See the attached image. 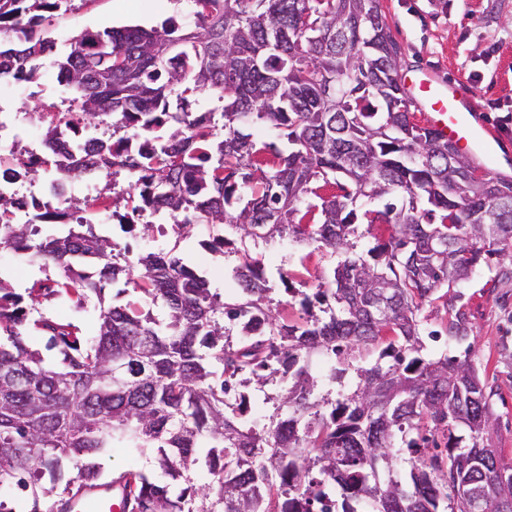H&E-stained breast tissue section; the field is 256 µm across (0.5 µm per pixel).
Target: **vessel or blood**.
Wrapping results in <instances>:
<instances>
[{
    "instance_id": "vessel-or-blood-1",
    "label": "vessel or blood",
    "mask_w": 512,
    "mask_h": 512,
    "mask_svg": "<svg viewBox=\"0 0 512 512\" xmlns=\"http://www.w3.org/2000/svg\"><path fill=\"white\" fill-rule=\"evenodd\" d=\"M404 90L414 100L425 127L478 161L495 157L499 136L493 127L476 117L472 100L463 95L458 83L442 81L425 72L405 83ZM126 483V476L120 474L98 485L79 484L70 494V512H82L81 504L85 501L98 502L107 512Z\"/></svg>"
}]
</instances>
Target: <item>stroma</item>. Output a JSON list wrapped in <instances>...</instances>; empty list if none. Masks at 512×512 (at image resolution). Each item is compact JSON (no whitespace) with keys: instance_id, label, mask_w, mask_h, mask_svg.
I'll return each instance as SVG.
<instances>
[{"instance_id":"35a3bbf8","label":"stroma","mask_w":512,"mask_h":512,"mask_svg":"<svg viewBox=\"0 0 512 512\" xmlns=\"http://www.w3.org/2000/svg\"><path fill=\"white\" fill-rule=\"evenodd\" d=\"M381 10L401 47L400 75L413 76L427 70L449 80H458L473 96L478 114L502 136L503 150L512 152V0H380ZM192 0H61L46 33L58 52H66L74 38L87 30L139 25L149 28L163 19L177 17L183 30L195 21ZM57 70L44 61L36 82L13 83L0 88V111L9 119V132L17 138V151L38 148L50 123L66 117L69 102L56 84ZM143 220L133 225L110 220L96 224L98 235L129 246L131 256L175 249L184 263L194 267L209 282L212 291L232 300L235 286L230 271L238 262L240 239H233L223 252L210 250L214 239L229 235L220 224L197 223L177 230L171 220H162L144 230ZM253 256L262 262L270 287L269 296L286 304L284 315L294 321L303 310L289 288L313 294L329 277L334 260L307 245L284 240L273 245L256 244ZM55 268H42L19 260L0 248V281L18 294H27L33 283L57 279ZM465 314L467 346L447 339L425 340L424 356H468L490 393L495 422L487 436L504 459L512 460V262L490 257L478 265L457 288ZM46 315L73 323L82 333H91L99 314L97 300L76 306L63 298L40 296L31 318ZM380 347L372 346L339 357H328L329 367L343 369L341 380L332 384L333 398L352 392L358 368L379 359Z\"/></svg>"}]
</instances>
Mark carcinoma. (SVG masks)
Wrapping results in <instances>:
<instances>
[{
	"instance_id": "cac0c4a2",
	"label": "carcinoma",
	"mask_w": 512,
	"mask_h": 512,
	"mask_svg": "<svg viewBox=\"0 0 512 512\" xmlns=\"http://www.w3.org/2000/svg\"><path fill=\"white\" fill-rule=\"evenodd\" d=\"M59 0H0V79L32 82L34 61L52 57L79 94L81 118L112 133L91 151L49 155L59 180L93 164L126 167L132 212H164L182 227L224 224L241 242L291 238L339 257L319 284V317L289 323L271 306L258 259L240 252L239 288L227 302L168 252L129 258L98 235L72 200H30L34 220L13 222L19 199L0 194V247L57 268L53 286L34 285L81 306L97 299L94 332L39 316L60 362L45 363L17 326L24 298L0 281V488L28 492L0 512H69L77 482L95 485L98 459L112 448L154 462L157 480L126 471L129 512H465L457 488L484 498L483 512L512 503V462L490 447L493 411L468 361L425 359L421 307L442 302L446 333L467 339L464 313L444 289L465 281L489 256L512 261V179L478 172L450 142L414 122L398 80L400 47L380 0H194L196 29L173 17L161 26L86 32L65 54L45 36ZM216 105L194 112L191 99ZM176 111H170V97ZM270 126L286 146L257 139ZM42 163L16 159L3 181L35 179ZM333 184L341 194L323 197ZM384 202L383 209L363 205ZM66 217L79 229L44 233ZM387 224V240L367 253L351 241L355 224ZM95 261L92 275L78 269ZM161 303V319L104 306L120 276ZM263 317L264 329L249 319ZM388 340L375 363L357 369L341 399L318 394L316 353ZM281 384L268 422L244 420L238 387ZM448 433L445 452L424 453L412 437L425 423ZM463 427L467 435H454ZM410 454L409 479L395 468L396 445ZM205 469L209 481L197 475ZM50 478L51 486L42 483ZM339 488L341 510L326 488Z\"/></svg>"
}]
</instances>
